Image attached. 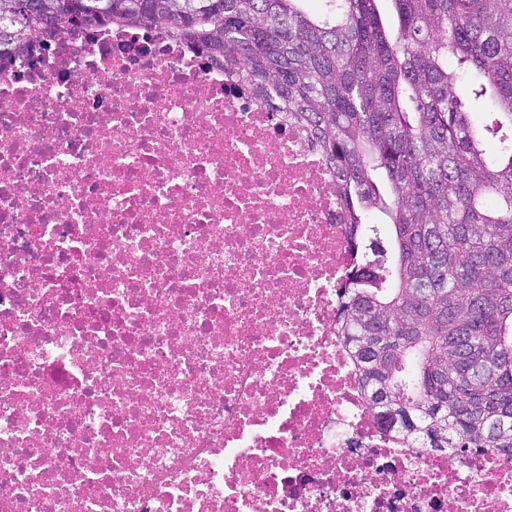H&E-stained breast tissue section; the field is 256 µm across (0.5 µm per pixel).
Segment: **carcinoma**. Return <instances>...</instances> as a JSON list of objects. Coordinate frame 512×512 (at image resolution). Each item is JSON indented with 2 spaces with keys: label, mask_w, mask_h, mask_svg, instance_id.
I'll use <instances>...</instances> for the list:
<instances>
[{
  "label": "carcinoma",
  "mask_w": 512,
  "mask_h": 512,
  "mask_svg": "<svg viewBox=\"0 0 512 512\" xmlns=\"http://www.w3.org/2000/svg\"><path fill=\"white\" fill-rule=\"evenodd\" d=\"M0 0V55L143 27L199 47L316 141L357 268L338 335L419 448L512 450V0ZM489 97L479 125L469 99ZM391 219L390 246H366Z\"/></svg>",
  "instance_id": "carcinoma-1"
}]
</instances>
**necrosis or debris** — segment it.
Wrapping results in <instances>:
<instances>
[{
	"instance_id": "necrosis-or-debris-1",
	"label": "necrosis or debris",
	"mask_w": 512,
	"mask_h": 512,
	"mask_svg": "<svg viewBox=\"0 0 512 512\" xmlns=\"http://www.w3.org/2000/svg\"><path fill=\"white\" fill-rule=\"evenodd\" d=\"M336 176L185 44L0 59V512H512L386 430L336 334Z\"/></svg>"
}]
</instances>
